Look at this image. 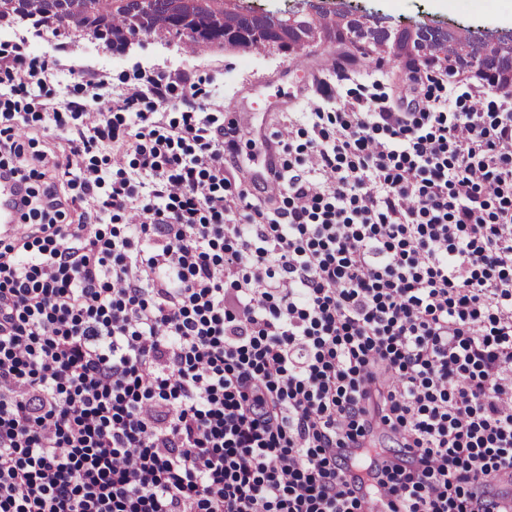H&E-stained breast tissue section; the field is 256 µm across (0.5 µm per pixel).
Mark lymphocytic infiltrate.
Wrapping results in <instances>:
<instances>
[{"mask_svg":"<svg viewBox=\"0 0 512 512\" xmlns=\"http://www.w3.org/2000/svg\"><path fill=\"white\" fill-rule=\"evenodd\" d=\"M48 60L0 64V175L28 233L0 243V512H512V101L436 109L377 95L315 108L313 139L230 191L236 122L141 108L202 97L127 86L136 162L103 81L49 113L19 97ZM102 153L101 165L87 163ZM398 448L370 454L375 432ZM359 449L350 457L349 449ZM74 132V126L71 125L70 127H66L63 129H54L51 128V131L49 133H42L41 131H34L32 133H29L28 130L25 129L24 133L29 136H34L39 139V146L38 149L41 150H47L54 149L58 152L59 144L64 145L67 138H70L72 136V133ZM47 135V136H46Z\"/></svg>","mask_w":512,"mask_h":512,"instance_id":"obj_1","label":"lymphocytic infiltrate"}]
</instances>
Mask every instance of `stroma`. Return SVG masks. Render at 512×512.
I'll return each instance as SVG.
<instances>
[{"mask_svg":"<svg viewBox=\"0 0 512 512\" xmlns=\"http://www.w3.org/2000/svg\"><path fill=\"white\" fill-rule=\"evenodd\" d=\"M257 15L283 18L320 8L341 9L367 16L378 35L377 43L362 41L360 47L318 40L302 52L275 47L260 50L212 47L205 55L186 53L182 43L164 35L141 37L129 44L109 48L83 31L65 35L51 29L33 28L31 20L9 16L0 24V49H18L27 57L52 61L53 68L42 87L33 88L28 99L34 112L77 99L71 68L97 74L109 92L120 94L135 78L145 80L180 73L190 81H202L206 91L197 104L227 122L233 113L250 112L253 124L241 136L238 157L226 162L224 177L232 185L254 178L249 156L267 146L273 132L288 124L307 125L313 108L334 112L362 87H376L379 94L395 97L407 76L403 58L393 51L392 34L424 24L444 32L448 46H455L458 31H467L472 44L497 43L512 46V25L489 20L486 10L496 0H457L454 10L436 9L432 0H237ZM306 61L302 72L290 68L295 57Z\"/></svg>","mask_w":512,"mask_h":512,"instance_id":"obj_1","label":"stroma"}]
</instances>
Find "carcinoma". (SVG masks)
Returning a JSON list of instances; mask_svg holds the SVG:
<instances>
[{
  "instance_id": "carcinoma-1",
  "label": "carcinoma",
  "mask_w": 512,
  "mask_h": 512,
  "mask_svg": "<svg viewBox=\"0 0 512 512\" xmlns=\"http://www.w3.org/2000/svg\"><path fill=\"white\" fill-rule=\"evenodd\" d=\"M170 6V0H154L148 11L139 0H20L17 11L27 17L42 16L56 34H65L73 26L82 28L110 47L123 44L127 36L135 33L168 34L198 50L218 42L217 36L206 32L205 19L210 11L224 9V0H209L162 26L159 21Z\"/></svg>"
}]
</instances>
